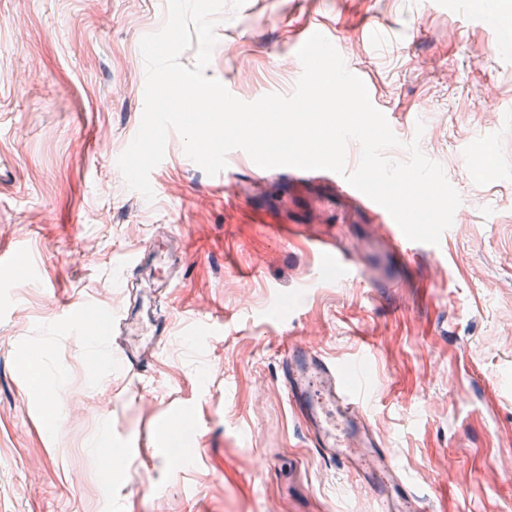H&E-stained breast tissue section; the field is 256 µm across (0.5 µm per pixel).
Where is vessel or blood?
Instances as JSON below:
<instances>
[{"label":"vessel or blood","instance_id":"1","mask_svg":"<svg viewBox=\"0 0 512 512\" xmlns=\"http://www.w3.org/2000/svg\"><path fill=\"white\" fill-rule=\"evenodd\" d=\"M379 230L390 251L398 253L403 262H412L423 249L421 243L408 240L395 221L380 225ZM307 245L335 268L340 280H358V269L333 243L311 239ZM90 312L103 314L108 321L107 328L93 336L84 333V317ZM135 318L134 309L99 301L68 307L62 315L72 335L95 358L107 363L118 360L129 374L145 375L162 351L169 327L165 318L155 319L149 336L135 342L126 334ZM281 376L289 405L299 413L314 447L362 474L364 486L375 494L379 512H422L408 477L397 471L391 450L369 422L367 389L359 366L340 367L315 346L295 341L285 351Z\"/></svg>","mask_w":512,"mask_h":512}]
</instances>
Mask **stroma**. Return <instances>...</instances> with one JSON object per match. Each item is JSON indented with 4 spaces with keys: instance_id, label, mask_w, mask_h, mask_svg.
Wrapping results in <instances>:
<instances>
[{
    "instance_id": "35a3bbf8",
    "label": "stroma",
    "mask_w": 512,
    "mask_h": 512,
    "mask_svg": "<svg viewBox=\"0 0 512 512\" xmlns=\"http://www.w3.org/2000/svg\"><path fill=\"white\" fill-rule=\"evenodd\" d=\"M166 9L0 0V250L24 243L20 262L36 269L0 266V512H377L294 417L279 366L291 340L344 367L362 360L371 422L426 512H512V21L482 0H247L218 17L205 75L237 98L291 95L281 63L319 24L401 140L388 157L406 160L415 141L444 167L463 219L407 266L377 237L381 216L338 185L247 158L219 181L174 132L153 200L126 186L117 160L141 123L140 41ZM372 23L381 38L362 40ZM473 151L488 169L469 168ZM260 207L305 237L362 241V279L318 273L303 240L255 224ZM165 226L186 245L162 303L169 347L148 377L106 371L62 314L81 297L123 306L125 259ZM390 269L397 286L377 287ZM197 324L208 342L182 344ZM33 354L37 393L24 387ZM53 396L93 403L69 423L44 417ZM107 429L125 461L110 474L93 453Z\"/></svg>"
}]
</instances>
